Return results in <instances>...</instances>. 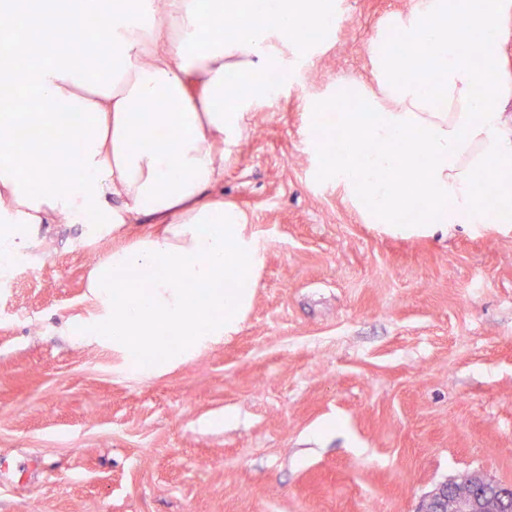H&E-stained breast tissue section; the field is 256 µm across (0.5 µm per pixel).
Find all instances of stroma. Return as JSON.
Returning a JSON list of instances; mask_svg holds the SVG:
<instances>
[{
  "label": "stroma",
  "mask_w": 512,
  "mask_h": 512,
  "mask_svg": "<svg viewBox=\"0 0 512 512\" xmlns=\"http://www.w3.org/2000/svg\"><path fill=\"white\" fill-rule=\"evenodd\" d=\"M410 3L343 0L251 112L224 166L263 254L236 332L143 374L97 340L89 276L143 224L49 225L0 277V512H414L465 471L512 485V224L362 223L306 149L305 96L367 77Z\"/></svg>",
  "instance_id": "stroma-1"
}]
</instances>
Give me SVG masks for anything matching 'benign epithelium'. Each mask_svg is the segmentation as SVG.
Instances as JSON below:
<instances>
[{"label": "benign epithelium", "instance_id": "benign-epithelium-1", "mask_svg": "<svg viewBox=\"0 0 512 512\" xmlns=\"http://www.w3.org/2000/svg\"><path fill=\"white\" fill-rule=\"evenodd\" d=\"M512 492L480 472H467L430 492L419 512H496Z\"/></svg>", "mask_w": 512, "mask_h": 512}]
</instances>
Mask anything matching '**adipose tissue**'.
<instances>
[{"instance_id": "1", "label": "adipose tissue", "mask_w": 512, "mask_h": 512, "mask_svg": "<svg viewBox=\"0 0 512 512\" xmlns=\"http://www.w3.org/2000/svg\"><path fill=\"white\" fill-rule=\"evenodd\" d=\"M27 31L75 27L107 33L81 58L0 61V268L65 219L98 233L153 224L156 232L113 251L89 287L110 319L101 337L137 373L174 363L203 338L240 322L257 284L259 246L246 215L218 189L252 106L272 95L268 77L294 80L333 35L340 0H30ZM36 110L15 116L22 90ZM37 138L79 146L75 174L17 151ZM39 179L43 190L32 194Z\"/></svg>"}]
</instances>
